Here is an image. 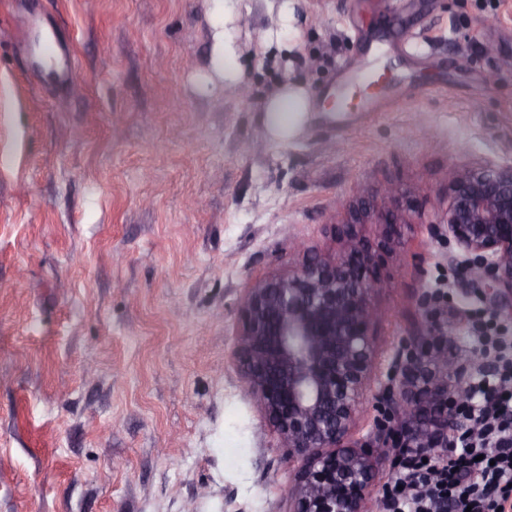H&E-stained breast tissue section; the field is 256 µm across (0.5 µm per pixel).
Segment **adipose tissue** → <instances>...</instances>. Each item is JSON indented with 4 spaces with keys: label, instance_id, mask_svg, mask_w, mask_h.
Returning a JSON list of instances; mask_svg holds the SVG:
<instances>
[{
    "label": "adipose tissue",
    "instance_id": "1",
    "mask_svg": "<svg viewBox=\"0 0 512 512\" xmlns=\"http://www.w3.org/2000/svg\"><path fill=\"white\" fill-rule=\"evenodd\" d=\"M311 118L310 97L295 83H283L264 105L263 123L271 139L286 141L299 136Z\"/></svg>",
    "mask_w": 512,
    "mask_h": 512
}]
</instances>
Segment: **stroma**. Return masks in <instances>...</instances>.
<instances>
[{
    "instance_id": "stroma-1",
    "label": "stroma",
    "mask_w": 512,
    "mask_h": 512,
    "mask_svg": "<svg viewBox=\"0 0 512 512\" xmlns=\"http://www.w3.org/2000/svg\"><path fill=\"white\" fill-rule=\"evenodd\" d=\"M224 5L230 84L215 0H0V512H288L300 463L232 359L238 306L296 241L331 251L359 196L402 224L370 395L432 323L457 325L452 354L479 345L472 312L512 327L443 224L452 169L512 165V0H296L276 41L265 0ZM45 28L70 83L42 77ZM378 38L426 51L392 111L267 136L279 84L317 93ZM400 461L376 449L367 512ZM219 2H222V5L220 7L221 11V22L223 31L218 33L216 36V44L214 49V65L215 69L218 71L219 74H222L225 80L235 79V72L228 71L226 69V62L229 58V55L233 53L232 46L230 43H228L225 39V31H224V14H225V8H224V1L223 0H217Z\"/></svg>"
}]
</instances>
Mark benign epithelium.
<instances>
[{
    "instance_id": "1",
    "label": "benign epithelium",
    "mask_w": 512,
    "mask_h": 512,
    "mask_svg": "<svg viewBox=\"0 0 512 512\" xmlns=\"http://www.w3.org/2000/svg\"><path fill=\"white\" fill-rule=\"evenodd\" d=\"M444 223L484 288L489 306L512 299V166L488 163L450 174ZM375 217L395 246L401 224L372 215L362 202L335 225L336 248L324 254L301 242L285 272L254 282L239 308L232 356L256 407L288 456L301 461L282 490L289 512H366L374 467L366 443H349L374 371L372 327L379 310V257L358 226ZM442 324L414 336L398 380L386 431L429 452L467 425L456 408L476 376L495 364L475 350L448 357Z\"/></svg>"
}]
</instances>
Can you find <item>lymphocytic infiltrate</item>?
Segmentation results:
<instances>
[{"mask_svg":"<svg viewBox=\"0 0 512 512\" xmlns=\"http://www.w3.org/2000/svg\"><path fill=\"white\" fill-rule=\"evenodd\" d=\"M472 326L499 359L496 374L478 380L476 405L459 409L478 423L451 436L441 454L403 449L385 512H512V336L487 334L478 319Z\"/></svg>","mask_w":512,"mask_h":512,"instance_id":"obj_1","label":"lymphocytic infiltrate"}]
</instances>
